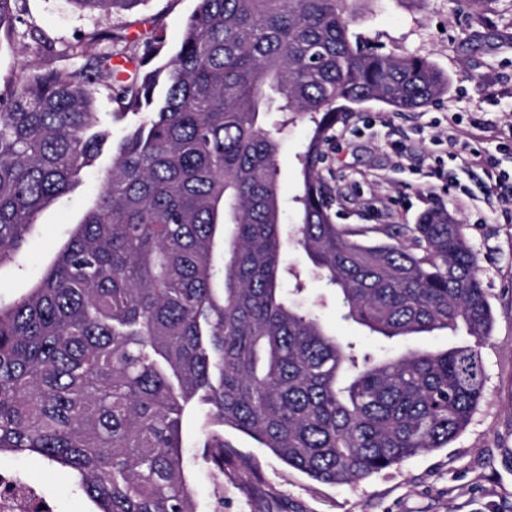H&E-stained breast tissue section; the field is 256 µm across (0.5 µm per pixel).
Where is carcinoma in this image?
I'll use <instances>...</instances> for the list:
<instances>
[{
	"mask_svg": "<svg viewBox=\"0 0 512 512\" xmlns=\"http://www.w3.org/2000/svg\"><path fill=\"white\" fill-rule=\"evenodd\" d=\"M0 0V33L16 30ZM130 10L145 0H69ZM359 0H198L177 51L133 81L93 30L57 51L93 72L24 63L0 88V265L35 216L96 168L112 129L90 85L139 117L112 150L93 206L40 280L0 305V452L70 469L98 512H197L180 425L193 410L222 470L224 428L288 466L349 485L441 448L483 397L494 317L460 224L433 208L369 243L334 222L320 169L346 112H413L448 91L424 57L353 38ZM308 119L299 224L284 233L280 126ZM304 251L346 318L385 339L465 329L469 345L398 358L328 334L286 291Z\"/></svg>",
	"mask_w": 512,
	"mask_h": 512,
	"instance_id": "1",
	"label": "carcinoma"
}]
</instances>
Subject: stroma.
I'll return each instance as SVG.
<instances>
[{"mask_svg": "<svg viewBox=\"0 0 512 512\" xmlns=\"http://www.w3.org/2000/svg\"><path fill=\"white\" fill-rule=\"evenodd\" d=\"M197 5L198 0H144L133 10L103 14L77 10L67 0L13 3L22 28L39 29L59 48L93 28L125 35L117 46L125 79L140 65L153 68L167 61ZM351 30L387 51L427 58L447 75L449 89L414 112L370 104L336 125L324 145L321 169L336 221L371 241L381 240V227L417 223L434 206L461 221L495 317L482 348L483 397L465 430L447 446L351 486L314 480L230 428L224 440L235 455L216 469L201 446L199 418L186 413L184 464L198 512H512V203L489 194L484 165L490 157L512 174V0H484L476 14L460 9L457 0H369ZM157 35L165 47L158 56H147ZM28 60L44 70L57 65L36 51L31 39L0 38V81ZM307 137L303 120L280 137V198L288 226L297 222L292 203L301 190L297 156ZM100 175L90 171L75 191L39 212L22 266L0 267L1 303L15 300L44 273L95 200ZM284 264L300 274L301 301L320 314L340 342L378 347L395 358L471 341L462 330L391 340L368 335L343 319L334 291L298 250L287 248ZM3 469L41 485L53 512H97L67 468L4 452Z\"/></svg>", "mask_w": 512, "mask_h": 512, "instance_id": "stroma-1", "label": "stroma"}]
</instances>
